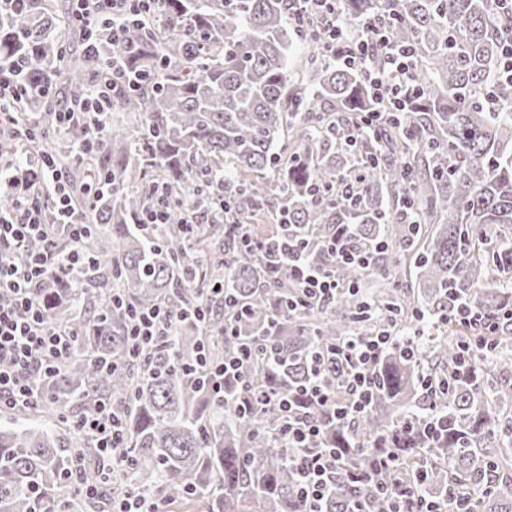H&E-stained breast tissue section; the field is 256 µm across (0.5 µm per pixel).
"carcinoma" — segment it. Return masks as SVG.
<instances>
[{
    "instance_id": "1",
    "label": "carcinoma",
    "mask_w": 512,
    "mask_h": 512,
    "mask_svg": "<svg viewBox=\"0 0 512 512\" xmlns=\"http://www.w3.org/2000/svg\"><path fill=\"white\" fill-rule=\"evenodd\" d=\"M341 17L365 32L385 21L395 47H410L417 90L406 109L372 128L363 120L373 103L365 75L327 57L318 23L302 27L310 40L299 59L314 91L289 71L297 34L289 0H161L157 15L128 22L126 67L156 74L112 102L125 122L107 119L105 145L93 169L111 190L96 202L92 236L82 252L86 278H63L50 320L77 326L81 352L64 373L43 384L60 420L92 400H110L123 421V456L136 462L129 477L118 466L83 467L81 480L109 475L110 494L134 481L148 494L180 491L201 512H304L293 488L295 468L275 433L277 413L264 393L307 383L312 356L351 336L380 328H427L426 342L404 339L377 364V386L351 426L330 424L324 446L359 473L391 453L382 485L408 484L416 494L471 512H512V333L485 335L453 318L473 300L489 318L512 301V80L502 79L503 30L512 19L494 0H342ZM50 0L0 18V60H20L19 79L48 89L65 75L71 92L89 93L91 79L112 68V46L70 59L56 34ZM278 175L276 196L258 186ZM171 190L165 226L138 224L147 187ZM227 201L224 220L182 225L187 208ZM279 225L264 237L270 257L287 240L308 268L330 271L347 286L328 305L288 310L295 282L269 277L263 255L227 232L260 211ZM342 224L362 246L377 247L368 267L336 264L327 244ZM207 256L190 272L193 256ZM414 267L403 288L393 276ZM374 277L384 288L372 298L358 283ZM118 282L124 305H112ZM209 288L215 300L207 325L188 316L177 335L154 348L147 362L116 370L128 354V312L166 303L193 308ZM232 324L236 337L212 333ZM461 340L488 341L492 355L475 376H453ZM220 362L244 343L266 354L246 363L224 392L210 395L186 375L203 344ZM332 390L346 367L325 361ZM447 379L445 395L430 399L422 378ZM447 430L432 440L426 422ZM98 459L79 433L62 446L49 427H0V512H40L77 458ZM385 512L380 490L353 487L336 474L326 512H345L353 498Z\"/></svg>"
}]
</instances>
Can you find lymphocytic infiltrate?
<instances>
[{"label": "lymphocytic infiltrate", "mask_w": 512, "mask_h": 512, "mask_svg": "<svg viewBox=\"0 0 512 512\" xmlns=\"http://www.w3.org/2000/svg\"><path fill=\"white\" fill-rule=\"evenodd\" d=\"M72 23L84 35H91L97 18H112L110 41L113 46L111 77L93 79L92 92L80 102L63 107L53 115V130L61 132L73 122L83 123L90 136L77 146L73 156L84 160L104 144L105 113L112 106V91L128 82L122 61L126 52L124 24L129 18L156 12L159 0H73ZM337 0H296L297 16L312 15L320 23L323 46L328 55L347 67H366L368 59L384 48L383 38L368 43L356 39L341 24L336 13ZM414 61L409 50L388 51L384 69H368L367 82L377 103L392 104L400 112L406 106V85L413 78ZM33 89L17 79L13 65H0V130L15 133L19 146H27L32 130L21 123L19 108L34 97ZM0 184L12 189L15 205L0 210V407L37 408L45 401L44 377L59 373L77 353L79 343L75 327L51 322L47 309L56 280L79 273V245L91 228V202L102 196L107 180L99 176L88 186L85 200H75L69 175L52 157L42 153L26 155L23 164H0ZM68 240L72 248L57 250L58 240ZM32 240L43 242L42 251L27 258L18 253ZM277 273H288L298 288L290 303L304 308L311 302L326 304L335 300L342 289L335 273H319L302 266L296 250L279 258ZM178 317L165 305L132 309L128 334L130 360H137L146 350L174 335ZM395 337L383 331L374 336L351 337L340 341L333 356L346 365L348 374L343 388L344 402L322 379H314L303 390V402L285 394L269 395L268 401L279 413L278 432L297 471L296 489L306 512H324L326 494L342 465L335 449L322 445L325 421L352 422L370 403L374 381L372 369L381 354L393 345ZM258 349L246 347L222 362H211L207 349H200L191 374L210 381L215 392H222L224 381L237 377L242 366ZM76 427L94 441L107 458H114L122 447L121 421L112 405L96 404L80 414Z\"/></svg>", "instance_id": "obj_1"}]
</instances>
